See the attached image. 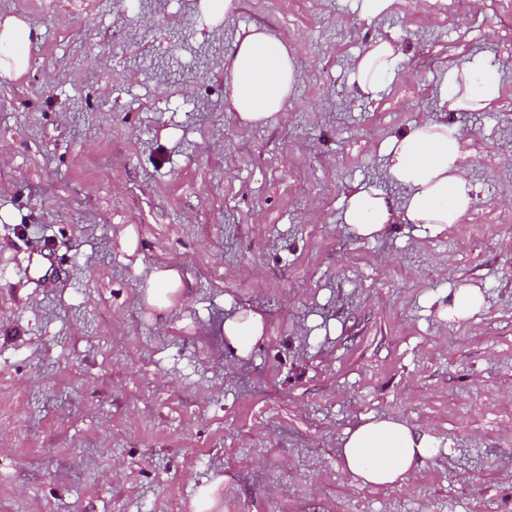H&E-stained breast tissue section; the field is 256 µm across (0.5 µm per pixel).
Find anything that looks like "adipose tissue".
I'll list each match as a JSON object with an SVG mask.
<instances>
[{
	"mask_svg": "<svg viewBox=\"0 0 512 512\" xmlns=\"http://www.w3.org/2000/svg\"><path fill=\"white\" fill-rule=\"evenodd\" d=\"M30 42L31 31L24 19H0V74L17 77L27 70ZM400 62L401 55L391 43L369 40L348 67L349 81L359 97L378 98ZM224 72V99L249 127L274 120L297 81L296 63L287 45L256 26L236 37L224 58ZM499 96L498 74L479 56L449 66L440 87V103L449 112L480 111ZM470 136V129L441 118L413 124L392 137L385 150L384 177L403 190L402 200H394L373 185L352 184L345 194L342 223L356 236L369 239L389 232L398 219L407 224L459 223L475 201L464 149ZM182 292L177 269H157L147 281L144 300L165 312ZM263 336L259 312L243 311L224 322V342L239 357H248ZM438 446L429 432L384 414L364 418L345 433L341 458L355 481L386 488L402 483L435 455Z\"/></svg>",
	"mask_w": 512,
	"mask_h": 512,
	"instance_id": "ef3b65f1",
	"label": "adipose tissue"
}]
</instances>
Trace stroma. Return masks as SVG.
I'll return each instance as SVG.
<instances>
[{"label":"stroma","instance_id":"obj_1","mask_svg":"<svg viewBox=\"0 0 512 512\" xmlns=\"http://www.w3.org/2000/svg\"><path fill=\"white\" fill-rule=\"evenodd\" d=\"M0 0L31 29L0 76V512H504L512 505V0ZM282 39L297 84L246 127L224 101L241 29ZM399 50L381 97L347 67ZM483 55L501 94L474 129L476 200L457 224L375 240L339 220L361 181L391 196L380 146L439 118L449 65ZM184 294L148 307L154 268ZM480 314L445 321L459 284ZM261 313L248 359L224 321ZM393 413L440 442L399 485L354 482L345 432ZM394 3L395 0H355V8L362 18L372 21L389 14ZM401 55L389 42L370 39L351 61L349 81L357 95L376 99L396 75ZM484 296L479 286L473 283H462L452 293L448 303L440 302L437 308L439 318L448 320L468 319L474 316L483 306ZM224 483L223 476L215 477L208 484L200 486L193 498L190 500L189 509L191 512H208L216 506L218 490Z\"/></svg>","mask_w":512,"mask_h":512}]
</instances>
